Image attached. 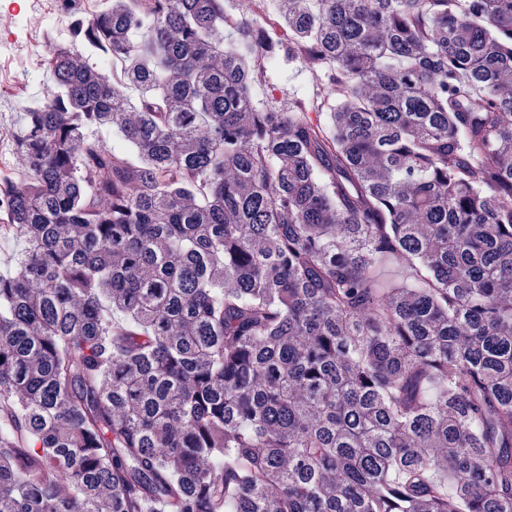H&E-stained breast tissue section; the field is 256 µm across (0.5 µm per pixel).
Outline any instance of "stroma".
<instances>
[{"instance_id": "obj_1", "label": "stroma", "mask_w": 512, "mask_h": 512, "mask_svg": "<svg viewBox=\"0 0 512 512\" xmlns=\"http://www.w3.org/2000/svg\"><path fill=\"white\" fill-rule=\"evenodd\" d=\"M36 0H0V169L23 177L13 164V138L27 105L39 98L49 73L42 56L33 47L64 46L69 41L66 23L54 22L36 12ZM225 12L249 19L276 43H287L288 34L280 26V0H266L263 15L251 16L245 0H224ZM270 82H255L251 95L258 106L287 109L289 102L305 101L308 111L321 109L322 93L329 71L302 57H274Z\"/></svg>"}]
</instances>
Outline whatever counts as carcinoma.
I'll list each match as a JSON object with an SVG mask.
<instances>
[{
	"mask_svg": "<svg viewBox=\"0 0 512 512\" xmlns=\"http://www.w3.org/2000/svg\"><path fill=\"white\" fill-rule=\"evenodd\" d=\"M61 8L0 171V512H512V0H282L326 122L254 104L280 46L224 0Z\"/></svg>",
	"mask_w": 512,
	"mask_h": 512,
	"instance_id": "1",
	"label": "carcinoma"
}]
</instances>
